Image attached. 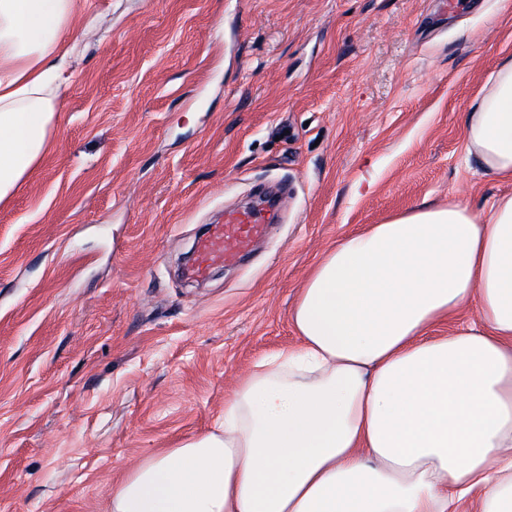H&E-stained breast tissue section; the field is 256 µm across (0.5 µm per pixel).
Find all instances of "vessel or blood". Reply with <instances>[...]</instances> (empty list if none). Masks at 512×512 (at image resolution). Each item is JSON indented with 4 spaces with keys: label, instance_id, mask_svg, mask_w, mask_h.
Masks as SVG:
<instances>
[{
    "label": "vessel or blood",
    "instance_id": "obj_1",
    "mask_svg": "<svg viewBox=\"0 0 512 512\" xmlns=\"http://www.w3.org/2000/svg\"><path fill=\"white\" fill-rule=\"evenodd\" d=\"M265 227L259 213L249 210L226 211L223 223L213 225L198 240L191 275L201 278L214 266L238 263L252 242L264 233Z\"/></svg>",
    "mask_w": 512,
    "mask_h": 512
}]
</instances>
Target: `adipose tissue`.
Instances as JSON below:
<instances>
[{
  "label": "adipose tissue",
  "instance_id": "1",
  "mask_svg": "<svg viewBox=\"0 0 512 512\" xmlns=\"http://www.w3.org/2000/svg\"><path fill=\"white\" fill-rule=\"evenodd\" d=\"M75 17L76 0H0V202L52 133ZM463 134L486 176L512 179V55ZM292 323L299 345L240 382L223 427L148 454L112 512H512V195L345 236Z\"/></svg>",
  "mask_w": 512,
  "mask_h": 512
}]
</instances>
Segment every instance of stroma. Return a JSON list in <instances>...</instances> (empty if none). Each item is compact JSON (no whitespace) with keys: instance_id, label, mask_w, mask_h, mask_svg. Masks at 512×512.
<instances>
[{"instance_id":"35a3bbf8","label":"stroma","mask_w":512,"mask_h":512,"mask_svg":"<svg viewBox=\"0 0 512 512\" xmlns=\"http://www.w3.org/2000/svg\"><path fill=\"white\" fill-rule=\"evenodd\" d=\"M99 15L0 205V512H110L297 344L298 290L341 238L512 194L461 131L512 55L500 0H80ZM265 187L282 218L251 256L185 280L204 225Z\"/></svg>"}]
</instances>
